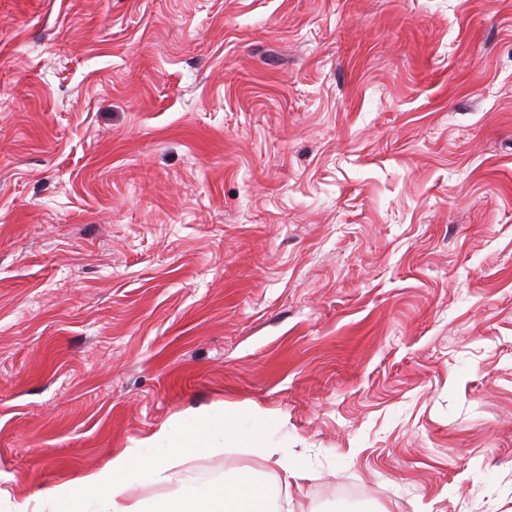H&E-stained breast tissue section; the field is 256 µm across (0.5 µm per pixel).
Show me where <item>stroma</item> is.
<instances>
[{
	"mask_svg": "<svg viewBox=\"0 0 512 512\" xmlns=\"http://www.w3.org/2000/svg\"><path fill=\"white\" fill-rule=\"evenodd\" d=\"M227 403L512 512V0H0V512Z\"/></svg>",
	"mask_w": 512,
	"mask_h": 512,
	"instance_id": "stroma-1",
	"label": "stroma"
}]
</instances>
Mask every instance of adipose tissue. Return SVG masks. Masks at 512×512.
<instances>
[{
    "mask_svg": "<svg viewBox=\"0 0 512 512\" xmlns=\"http://www.w3.org/2000/svg\"><path fill=\"white\" fill-rule=\"evenodd\" d=\"M277 425L253 405L227 404L204 412H188L163 425L134 447L113 455L104 468L41 492L35 502L16 503L12 512H270L272 489L254 473L235 474L221 483L196 484L180 468L206 450L243 448L283 468L286 479L299 481L301 462L284 463L274 439ZM139 480L164 489L153 507L130 500L127 485Z\"/></svg>",
    "mask_w": 512,
    "mask_h": 512,
    "instance_id": "1",
    "label": "adipose tissue"
}]
</instances>
